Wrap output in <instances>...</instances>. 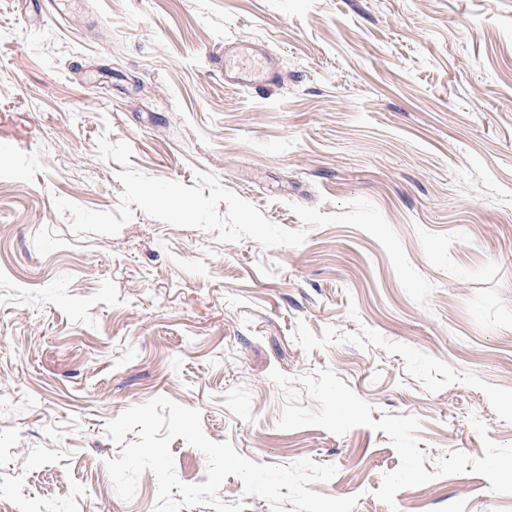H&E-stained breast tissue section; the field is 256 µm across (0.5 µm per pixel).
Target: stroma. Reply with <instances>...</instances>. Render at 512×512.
I'll return each mask as SVG.
<instances>
[{"label": "stroma", "mask_w": 512, "mask_h": 512, "mask_svg": "<svg viewBox=\"0 0 512 512\" xmlns=\"http://www.w3.org/2000/svg\"><path fill=\"white\" fill-rule=\"evenodd\" d=\"M63 18L0 0V512H156L105 462L125 409L165 396L255 462L332 464L312 484L354 512H512L474 473L378 500L399 458L384 432L278 428L270 379L330 368L373 407L419 418L420 450L512 444V0H66ZM265 45L283 80L226 86L227 38ZM192 187L197 172L296 229V204L370 200L434 290L428 306L357 228L297 247L173 227L142 210L77 237L54 197L115 209L121 164ZM170 449L178 478L204 454Z\"/></svg>", "instance_id": "stroma-1"}]
</instances>
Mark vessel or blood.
<instances>
[{
    "instance_id": "1",
    "label": "vessel or blood",
    "mask_w": 512,
    "mask_h": 512,
    "mask_svg": "<svg viewBox=\"0 0 512 512\" xmlns=\"http://www.w3.org/2000/svg\"><path fill=\"white\" fill-rule=\"evenodd\" d=\"M212 62L223 72L229 86L251 87L280 79L279 68L267 52L244 36L225 40L223 51L213 54Z\"/></svg>"
}]
</instances>
